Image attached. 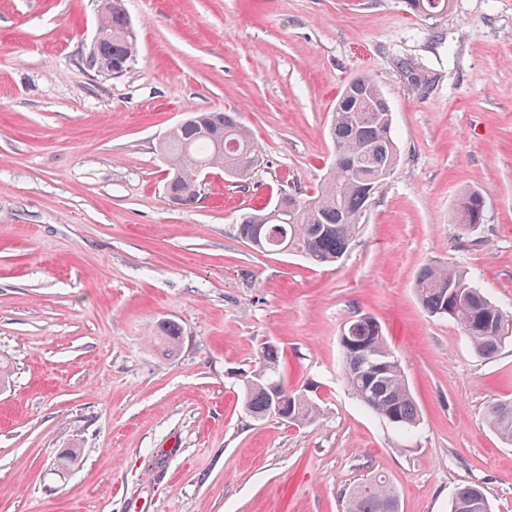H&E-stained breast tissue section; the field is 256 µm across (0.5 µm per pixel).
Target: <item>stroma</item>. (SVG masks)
<instances>
[{
  "label": "stroma",
  "instance_id": "obj_1",
  "mask_svg": "<svg viewBox=\"0 0 512 512\" xmlns=\"http://www.w3.org/2000/svg\"><path fill=\"white\" fill-rule=\"evenodd\" d=\"M123 73L89 70L97 0H0V512H343L383 476L399 512H449L481 485L512 512V446L482 423L512 399V340L487 359L420 307L429 263L512 311V0H126ZM373 77L400 160L349 252L316 267L237 234L281 192L308 195L345 84ZM235 112L263 162L212 171L170 204L160 144L185 115ZM480 190L484 222L459 233ZM382 326L418 405L412 432L366 411L338 336ZM183 335L170 354L153 337ZM274 347L321 418L254 420L243 384ZM78 449L67 468L59 453ZM407 7L419 16L428 19L448 13L451 0H407ZM457 228L460 231H470L478 227L484 216V198L476 190L464 191L458 199Z\"/></svg>",
  "mask_w": 512,
  "mask_h": 512
}]
</instances>
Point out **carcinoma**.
I'll use <instances>...</instances> for the list:
<instances>
[{
  "label": "carcinoma",
  "mask_w": 512,
  "mask_h": 512,
  "mask_svg": "<svg viewBox=\"0 0 512 512\" xmlns=\"http://www.w3.org/2000/svg\"><path fill=\"white\" fill-rule=\"evenodd\" d=\"M406 5L430 19L447 13L451 0H406ZM99 24L98 59L104 65L127 69L137 46L124 0H112V8L101 12ZM392 125V112L379 85L368 76L352 80L331 113L328 134L335 153L320 187L312 195L297 197L296 206L286 216L273 217L270 207L247 214L238 224L239 237L247 243L258 238L266 252L296 254L313 265L338 262L355 241L362 216L399 160ZM161 150L170 170L166 196L182 207H191L200 199L204 172L220 169L229 180L246 183L261 164L248 130L234 112L192 114L190 122L170 132ZM484 207L480 192H463L457 202L458 230L478 227ZM414 288L425 312L454 322L479 355L495 357L512 338V319L504 320V310L463 271L427 265L418 272ZM156 340L165 350L177 351L179 327L162 326ZM339 345L344 379L359 403L404 431L415 428L417 404L379 323L373 318L347 322L340 331ZM372 361L379 362L380 368L370 369ZM273 381L287 387L280 375L278 353L268 347L263 350L261 366L243 387L244 406L251 417H271L269 384ZM320 414L319 399L311 391L288 392L287 422L309 424ZM484 421L503 442L512 444V401L490 402ZM397 508L394 489L379 478L353 488L344 502V512H397ZM451 512H490L484 489L472 483L458 487Z\"/></svg>",
  "instance_id": "cac0c4a2"
}]
</instances>
